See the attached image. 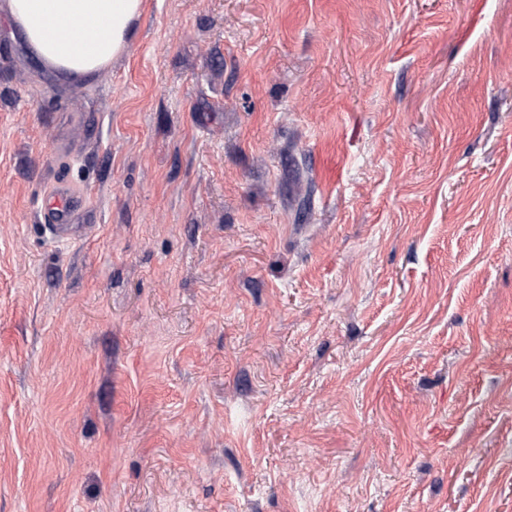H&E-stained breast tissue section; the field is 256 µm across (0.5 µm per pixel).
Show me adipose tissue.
I'll list each match as a JSON object with an SVG mask.
<instances>
[{
	"instance_id": "1",
	"label": "adipose tissue",
	"mask_w": 512,
	"mask_h": 512,
	"mask_svg": "<svg viewBox=\"0 0 512 512\" xmlns=\"http://www.w3.org/2000/svg\"><path fill=\"white\" fill-rule=\"evenodd\" d=\"M142 6L143 0H0L29 51L67 82L93 76L126 51Z\"/></svg>"
}]
</instances>
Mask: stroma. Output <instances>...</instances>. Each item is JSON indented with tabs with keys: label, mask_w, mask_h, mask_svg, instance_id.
Returning <instances> with one entry per match:
<instances>
[{
	"label": "stroma",
	"mask_w": 512,
	"mask_h": 512,
	"mask_svg": "<svg viewBox=\"0 0 512 512\" xmlns=\"http://www.w3.org/2000/svg\"><path fill=\"white\" fill-rule=\"evenodd\" d=\"M2 47L0 512H512V0H144L72 84ZM87 208L86 199L75 193L64 178L53 181L41 195L38 218L55 236L70 233Z\"/></svg>",
	"instance_id": "35a3bbf8"
}]
</instances>
